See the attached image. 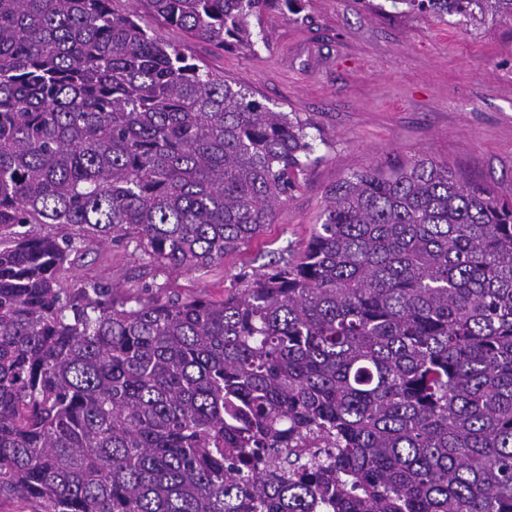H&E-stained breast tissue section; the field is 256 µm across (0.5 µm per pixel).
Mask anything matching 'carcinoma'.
I'll return each mask as SVG.
<instances>
[{
    "label": "carcinoma",
    "instance_id": "1",
    "mask_svg": "<svg viewBox=\"0 0 512 512\" xmlns=\"http://www.w3.org/2000/svg\"><path fill=\"white\" fill-rule=\"evenodd\" d=\"M143 2L222 51L301 0ZM391 2L512 21V0ZM310 127L117 0H0L1 498L512 512V198L448 165L339 181L305 248L221 301L63 284L109 239L158 269L224 261L296 188Z\"/></svg>",
    "mask_w": 512,
    "mask_h": 512
}]
</instances>
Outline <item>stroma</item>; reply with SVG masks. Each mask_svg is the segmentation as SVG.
<instances>
[{"label":"stroma","instance_id":"1","mask_svg":"<svg viewBox=\"0 0 512 512\" xmlns=\"http://www.w3.org/2000/svg\"><path fill=\"white\" fill-rule=\"evenodd\" d=\"M372 2L303 0L295 15L267 10L252 22L251 51L216 50L142 11L146 26L184 44L197 65L245 85L273 110L310 120L315 160L263 234L222 263L157 274L134 245L106 242L74 255V277L130 290L153 281L223 299L282 250L300 252L327 190L370 165L429 158L512 198V22L474 25Z\"/></svg>","mask_w":512,"mask_h":512}]
</instances>
